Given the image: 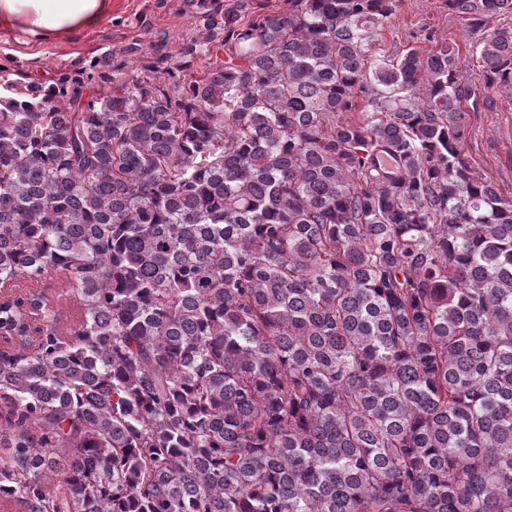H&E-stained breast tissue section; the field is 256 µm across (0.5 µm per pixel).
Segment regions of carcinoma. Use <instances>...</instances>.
<instances>
[{
    "label": "carcinoma",
    "mask_w": 512,
    "mask_h": 512,
    "mask_svg": "<svg viewBox=\"0 0 512 512\" xmlns=\"http://www.w3.org/2000/svg\"><path fill=\"white\" fill-rule=\"evenodd\" d=\"M398 4L196 0L171 66L0 90L1 500L512 512V199L459 44L371 52ZM475 51L512 81V30ZM61 280H64V274L59 272L47 278L42 284L43 288L40 289L54 302L55 310L58 311L61 319V326L65 329L76 319L78 311L74 300L65 294L66 288H58Z\"/></svg>",
    "instance_id": "carcinoma-1"
}]
</instances>
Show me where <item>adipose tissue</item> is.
Instances as JSON below:
<instances>
[{
  "label": "adipose tissue",
  "mask_w": 512,
  "mask_h": 512,
  "mask_svg": "<svg viewBox=\"0 0 512 512\" xmlns=\"http://www.w3.org/2000/svg\"><path fill=\"white\" fill-rule=\"evenodd\" d=\"M112 0H0V29L50 39L95 27Z\"/></svg>",
  "instance_id": "1"
}]
</instances>
